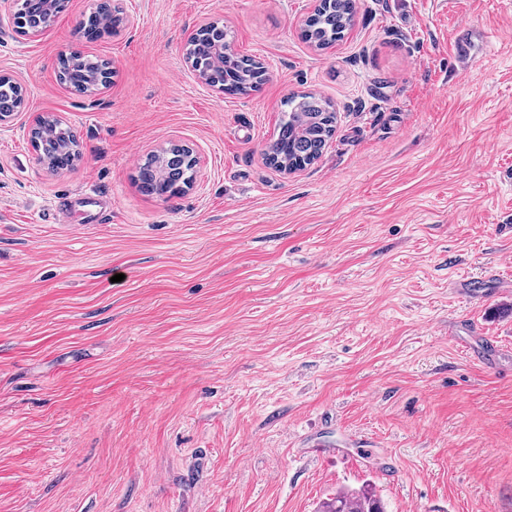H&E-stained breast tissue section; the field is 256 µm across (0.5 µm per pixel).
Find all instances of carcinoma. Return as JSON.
Listing matches in <instances>:
<instances>
[{
  "label": "carcinoma",
  "instance_id": "1",
  "mask_svg": "<svg viewBox=\"0 0 512 512\" xmlns=\"http://www.w3.org/2000/svg\"><path fill=\"white\" fill-rule=\"evenodd\" d=\"M67 0H19L14 13L17 32L27 36L43 26L46 16H56ZM355 0H320L305 21L301 36L318 49L342 40L355 17ZM123 22L122 10L112 0H102L84 24L87 35L99 38L116 30ZM230 32L209 23L190 37L187 57L198 75L212 87L229 95L246 94L263 84V64L247 55L224 54ZM112 75L109 63L82 52H71L59 67V80L78 93H88L104 85ZM277 134L266 149L267 163L280 172L299 171L313 164L323 153L335 127L334 106L314 93L289 97ZM26 108L23 87L11 78L0 79V112H22ZM30 141L52 170L72 166L69 144L76 142L72 129L56 119H39L30 132ZM195 175L190 151L173 144L153 154L139 166L137 181L147 195L174 197L189 187ZM319 512H386L373 487L340 490L320 507Z\"/></svg>",
  "mask_w": 512,
  "mask_h": 512
}]
</instances>
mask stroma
<instances>
[{
  "label": "stroma",
  "instance_id": "1",
  "mask_svg": "<svg viewBox=\"0 0 512 512\" xmlns=\"http://www.w3.org/2000/svg\"><path fill=\"white\" fill-rule=\"evenodd\" d=\"M97 3L20 36L0 0L27 94L0 123V512H317L366 482L386 512H512V0H356L325 50L300 37L317 0H120L89 41ZM210 22L258 91L193 71ZM61 49L109 85L61 84ZM302 92L336 129L285 174L264 151ZM42 117L73 129L70 170L39 161ZM174 143L192 186L142 195ZM122 10L112 0H104L97 4L96 11L91 14L84 24L87 35L99 38L105 34H113L123 22Z\"/></svg>",
  "mask_w": 512,
  "mask_h": 512
}]
</instances>
